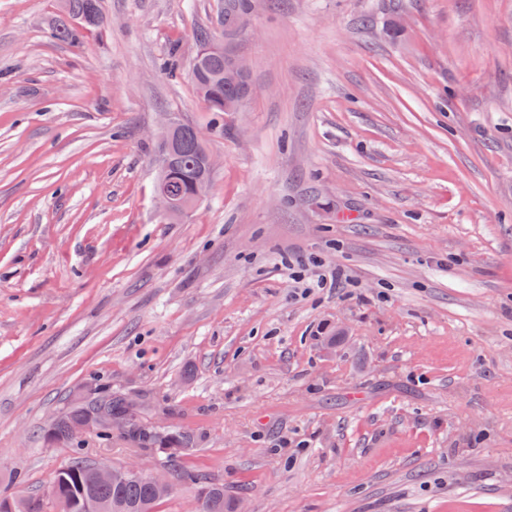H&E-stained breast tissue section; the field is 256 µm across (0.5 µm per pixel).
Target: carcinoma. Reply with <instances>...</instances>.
I'll list each match as a JSON object with an SVG mask.
<instances>
[{
    "instance_id": "1",
    "label": "carcinoma",
    "mask_w": 512,
    "mask_h": 512,
    "mask_svg": "<svg viewBox=\"0 0 512 512\" xmlns=\"http://www.w3.org/2000/svg\"><path fill=\"white\" fill-rule=\"evenodd\" d=\"M249 0H224V30L237 28L240 14ZM106 19L100 11L99 0H65L64 13L54 24L55 35L66 41H78L83 27L103 28ZM191 80L196 93L211 112L224 111V100L249 95L250 84L227 86L224 84V55L213 54L205 66L191 68ZM176 143L173 162L161 171L159 179L165 181L180 195L194 194L198 175L206 170L207 149L198 131L187 124H179L174 139L162 140L159 154L169 153ZM101 395L112 422L124 427L127 440L138 448H175L183 453L193 447L190 435L178 431H158L144 425L124 399L112 395L102 387ZM93 423L103 441L110 440L112 426L97 420L96 407L89 400H76L64 409L50 424L47 436L56 442L73 443V428L78 424ZM196 485V512H232L234 505L224 500V486L193 477ZM162 502L151 481L143 476L130 477L123 467H115V476L107 483L100 482L91 467V461L82 457L70 462L69 470L59 472L52 483L48 502L40 499L9 501L0 499V512H156Z\"/></svg>"
}]
</instances>
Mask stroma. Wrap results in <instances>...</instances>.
<instances>
[{
	"label": "stroma",
	"instance_id": "1",
	"mask_svg": "<svg viewBox=\"0 0 512 512\" xmlns=\"http://www.w3.org/2000/svg\"><path fill=\"white\" fill-rule=\"evenodd\" d=\"M100 5L75 46L0 0V497L161 465L46 439L102 382L244 512H512V0H258L224 113L190 77L224 0ZM172 114L215 163L177 222Z\"/></svg>",
	"mask_w": 512,
	"mask_h": 512
}]
</instances>
